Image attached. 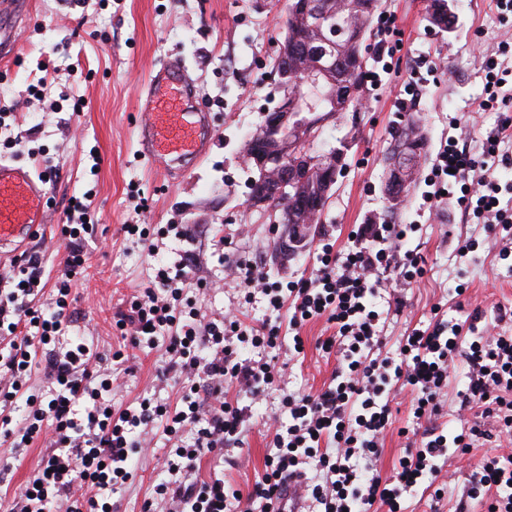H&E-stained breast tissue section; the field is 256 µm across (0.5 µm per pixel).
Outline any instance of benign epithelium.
Wrapping results in <instances>:
<instances>
[{
    "instance_id": "7a95c632",
    "label": "benign epithelium",
    "mask_w": 512,
    "mask_h": 512,
    "mask_svg": "<svg viewBox=\"0 0 512 512\" xmlns=\"http://www.w3.org/2000/svg\"><path fill=\"white\" fill-rule=\"evenodd\" d=\"M326 44L328 41H323V47L309 63L306 74L311 80L335 72V56L329 54ZM324 124L325 121H315L304 112H290L286 108L271 112L261 133L249 138L244 147V161L261 174L260 182L249 195V204L256 207L267 204L266 187L270 182L293 214L291 222L282 224L278 237L274 260L279 265L297 258L314 241L318 212L327 203L344 163L345 153L341 149L319 158L310 156L313 141ZM412 149L414 146L408 142L387 156L384 195L391 206H398L404 200L416 162Z\"/></svg>"
}]
</instances>
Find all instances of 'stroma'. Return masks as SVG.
I'll return each mask as SVG.
<instances>
[{"label":"stroma","instance_id":"obj_1","mask_svg":"<svg viewBox=\"0 0 512 512\" xmlns=\"http://www.w3.org/2000/svg\"><path fill=\"white\" fill-rule=\"evenodd\" d=\"M431 0H381L365 42L367 65L376 80L365 93L358 112L342 113L321 129L315 142L326 152L339 140L350 148L327 205L318 235L306 253L287 268H279L271 251L280 233L267 210L247 203L253 171L242 161L247 139L276 106L279 94L271 74L283 42L287 0H33L22 29L21 50L0 71V146L6 158L51 176L47 208L52 215L39 236L23 251L0 255V275L16 272L24 253L44 254L48 282L34 305L53 311L66 240L72 197L87 205L93 230L86 236L85 264L72 281L73 317L63 324L60 345L79 343L110 355L123 351L128 366L112 373L113 410L148 399L175 406L190 385L179 372L168 370V338L159 333L154 346H126L118 321L129 312L134 297L151 287L156 271L184 272L183 311L204 322L221 321L226 312L246 315L253 323L281 328L276 348L283 376L262 400L252 402L229 386L228 402L251 408L243 424L241 445L224 450L223 461L205 456L199 479L223 473L241 491H249L265 471V427L282 413L284 396L313 393L327 384L341 363L339 351L324 352L323 340L335 335L326 319L289 324L288 310H268L264 296L245 293L233 270L249 262L279 285L309 276L318 268L323 244L346 249L350 232L360 224L378 222L387 203L383 156L394 130L407 115H415L427 144L419 177L396 217L410 225L406 249L425 259L424 274L402 289L400 309L377 300L384 354L398 350L412 329L432 327L438 319L459 324L469 335L472 315L495 323L498 307L512 308V257L501 259L506 241L483 220L466 214L455 199L434 208L423 205L433 159L448 137L480 150L497 139L503 164L494 172L499 183L512 181V137L503 135L512 121V13L500 14L494 0H453L457 22L445 31L428 19ZM183 58L189 66L196 97L210 112L215 144L209 156L187 178H180L163 160L144 157L138 143V95L152 69ZM495 62L503 83L493 108L483 110L486 65ZM170 224L197 230L195 243L167 233ZM148 229L142 240L140 229ZM469 240L467 255L456 252L458 241ZM304 341L295 353L294 336ZM468 366L457 358L441 395V414L415 419L409 394L398 397L400 410L392 417L377 468L391 477L406 444L430 428H460L457 394L468 381ZM53 383L44 368H35L16 398L0 412L20 426L30 407L28 395L48 400ZM143 449L129 460L132 477L109 493L112 512H141L156 486L171 478L165 461L171 444L162 422L134 434ZM49 440L12 446L0 438V499L18 496L40 471ZM442 500L415 488L401 501L405 512H455L467 499L469 512H486L484 499L469 498L467 470L449 463L440 476Z\"/></svg>","mask_w":512,"mask_h":512}]
</instances>
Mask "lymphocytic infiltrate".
Listing matches in <instances>:
<instances>
[{
    "instance_id": "f902f5d3",
    "label": "lymphocytic infiltrate",
    "mask_w": 512,
    "mask_h": 512,
    "mask_svg": "<svg viewBox=\"0 0 512 512\" xmlns=\"http://www.w3.org/2000/svg\"><path fill=\"white\" fill-rule=\"evenodd\" d=\"M496 155L483 147L448 142L437 153L426 203L440 202L443 194H456L464 211L486 223L512 229V214L500 206V194L512 195V184H498L493 176ZM86 223L68 225L67 255L58 280L56 310L42 316L32 307L38 295L37 282L44 275L43 258L32 253L17 272L0 279V333L11 334L10 351L0 357V392L19 391L22 377L30 371L36 353H45L56 388L46 407L35 409L21 429L5 430V437L19 436L29 444L51 434L56 448L43 464L37 484L28 485L18 500L0 503V512H112L103 494L112 486L126 483V462L137 449L132 439L136 428L154 420L164 423L168 437L178 438L186 427L195 430L191 445L170 449L166 459L177 481L158 485L155 496L145 502L143 512H232L235 504L249 501L260 512H271L273 499L286 479L300 476L301 467L317 460L320 474L309 484L311 512H372L375 504L388 512H400L402 495L423 477H438L449 457L468 455L476 441L486 437L480 421L454 435L431 431L418 446L400 457L394 480L379 474L364 476L361 461L376 459L379 443L390 425V395L396 385L414 392L415 418L438 415L439 396L448 384L449 370L457 356H464L468 382L458 394L459 408L479 410L482 418L493 419L498 434L512 444V336L484 333L461 336L455 323L437 322L432 328L413 329L405 336L398 357L376 358L381 343L379 315L370 299L382 287V277L399 273L397 287L410 286L424 273L423 258L400 252L407 235L400 224H362L343 257L324 248L320 266L310 277L282 289L270 284L250 264H238L239 278L246 289H257L273 310L292 302V324L327 317L336 326L334 336L321 344L322 350L341 347L345 369L321 392L284 398L287 421L279 422L267 455L268 471L255 481L249 493L211 476L198 482L191 474L203 456L223 454L227 445L238 443L243 410L227 403L224 386L236 384L251 400H259L280 370L274 360L241 361L237 347L276 348L280 336L275 327L247 326L237 317L207 325L184 319L179 307L184 288L181 277L159 269L151 288L137 297L123 320L132 345L153 344L163 328H171L166 351L170 363L181 374L206 389L205 401L183 397L171 408L141 401L111 415L104 396L112 390V373L101 355L85 344L65 351L52 349L69 308V283L84 262ZM206 345L208 357L197 354ZM88 402L85 415H78L79 402ZM469 482L472 493L488 492L487 512H512V457H485L473 467ZM87 487L84 496L73 494L74 484Z\"/></svg>"
}]
</instances>
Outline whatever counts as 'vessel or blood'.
<instances>
[{"label":"vessel or blood","mask_w":512,"mask_h":512,"mask_svg":"<svg viewBox=\"0 0 512 512\" xmlns=\"http://www.w3.org/2000/svg\"><path fill=\"white\" fill-rule=\"evenodd\" d=\"M30 0H0V62L13 60L21 22ZM194 96L184 60L174 59L151 71L140 92L139 143L148 159L200 164L209 155L214 134L211 115L188 111ZM47 177L0 158V254L15 251L47 222Z\"/></svg>","instance_id":"obj_1"}]
</instances>
